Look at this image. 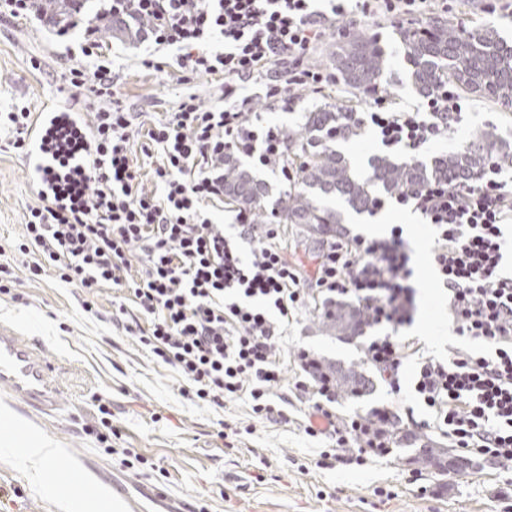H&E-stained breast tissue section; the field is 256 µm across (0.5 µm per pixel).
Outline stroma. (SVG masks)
I'll return each instance as SVG.
<instances>
[{"instance_id":"35a3bbf8","label":"stroma","mask_w":512,"mask_h":512,"mask_svg":"<svg viewBox=\"0 0 512 512\" xmlns=\"http://www.w3.org/2000/svg\"><path fill=\"white\" fill-rule=\"evenodd\" d=\"M432 20L467 33L492 26L512 39V0H428L420 14L404 22L358 18L356 31L376 37L388 55L390 69L381 94L397 109H414L423 101L408 79L399 32ZM99 37L114 46L119 57L117 95L136 112L140 126L150 127L174 111L187 91L196 93L204 106L222 105L221 78L182 76L173 66L172 53L149 52L133 39H121L109 27H101ZM34 58L42 59V71L31 69ZM72 65L47 30L22 20L1 19L0 111L23 101L38 112L47 108L94 112L96 102L76 93L69 83ZM248 93L251 111L290 133L299 130L305 112L318 107L366 112L373 104L369 94L339 82L320 94L299 93L288 106L266 99L258 80L250 82ZM467 101L461 130L417 154V162L428 163L458 151L489 128L512 143V109L479 95L468 96ZM336 148L363 175L369 172L371 159L384 153L366 125L358 136L337 142ZM383 201V207L371 213L344 212L343 230L371 238L376 229L405 226L419 299L409 332L422 340L428 355L446 358L449 348L461 340L453 331L448 298L432 278L431 234L419 214L395 206L391 196ZM39 203L27 157L11 150L0 152V255L13 268L8 293H0V324L12 325L38 342L56 365L62 386L61 410L52 417L24 415L0 394V412L8 413L19 430L53 444V470L61 477L59 486L45 490L26 463L0 452V485L16 492L12 512H73L69 505L73 498L85 501L83 512H103L100 502L110 493L103 488L89 491L83 472L91 457L127 475L148 479L183 500L191 512H501L503 504L494 495L512 494V470L488 461L473 460L462 471L442 476L425 474L420 487L406 482L411 464L404 450L366 467L322 470L315 466L316 443L303 431L310 404L293 388L295 355L303 347L345 368L360 369L364 363L356 342L320 332L317 316L322 300L313 295H306L282 341L286 420L257 418L241 400L216 409L182 396L174 371L157 362L135 336L112 326L113 307L122 301V291L103 289L95 299V313L90 314L83 310L76 288L53 273L30 278L26 259L15 252L14 244L23 234L28 209ZM411 380V371H404L400 396L391 395L379 383L370 397L338 401L336 412L345 417L374 406L401 405L413 407L416 418H425V410L411 394ZM101 401L111 404L116 431L108 449L96 438ZM224 425L242 432L235 448L226 447L218 435ZM377 486L392 490V497L378 500L373 494Z\"/></svg>"}]
</instances>
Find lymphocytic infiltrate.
<instances>
[{"label":"lymphocytic infiltrate","mask_w":512,"mask_h":512,"mask_svg":"<svg viewBox=\"0 0 512 512\" xmlns=\"http://www.w3.org/2000/svg\"><path fill=\"white\" fill-rule=\"evenodd\" d=\"M57 2L55 35L77 61L70 82L99 107L87 122L59 120L42 140L40 204L29 210L18 246L30 274L53 272L85 294L88 309L100 289L126 291L116 325L133 329L141 346L179 375L184 396L217 408L243 399L266 420L277 412L283 382L282 338L315 287L329 303L363 310L357 326L365 334L364 362L391 394L401 391L404 365L415 364L414 390L432 412L428 421L388 407L338 417L329 380L299 349L293 387L311 404L304 431L329 441L318 449L316 467L365 466L389 456L400 422L438 434L467 456L512 463V272L504 265L512 180L497 161L470 180L433 182L395 198L435 233L433 274L465 340L444 361L404 333L417 302L401 226L385 237L327 243L309 271L288 256L277 230L258 229L245 209L235 211L234 237L209 217L224 204L226 156L287 171V135L250 111L246 88L267 75L266 98L285 103L297 91L318 94L333 83L312 58L327 30L344 35L335 22L347 15V0H329L326 11L316 0H96L92 16L87 0ZM104 23L155 50H174L180 71L226 80L223 106L203 107L188 92L146 130L143 152L157 158L147 173L133 153V114L114 99L110 50L98 36ZM77 28L82 37L73 46L67 39ZM215 38L223 49L210 48ZM467 107L445 86L412 111L377 97L360 122L387 150L414 154L457 131ZM242 239L254 244L250 256L240 252ZM474 342L487 355L475 354Z\"/></svg>","instance_id":"1"}]
</instances>
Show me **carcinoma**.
<instances>
[{
  "label": "carcinoma",
  "instance_id": "1",
  "mask_svg": "<svg viewBox=\"0 0 512 512\" xmlns=\"http://www.w3.org/2000/svg\"><path fill=\"white\" fill-rule=\"evenodd\" d=\"M410 65L409 77L422 94H431L447 84L467 94H478L512 106V41L492 27L464 33L441 21H431L421 30L400 33ZM336 77L346 86L365 93L382 87L389 63L374 37L355 34L336 44L333 51ZM360 125L350 111L321 106L304 113L295 134L288 135L289 149L300 152L302 161L295 179L274 199L269 186L239 164L224 160V197L252 213L261 224L268 217L281 224H300L315 239L339 232L342 213L326 203L333 199L357 214L372 210L380 193L397 195L421 188L432 180L460 182L475 177L491 158L509 153V144L496 130L484 132L461 150L442 155L431 166L395 163L377 157L371 171L362 176L345 155L336 149L337 140L359 134ZM352 316L336 305L319 316L324 335L336 337L351 329ZM318 370L327 374L338 398L369 395L362 373L344 371L336 363L318 358ZM448 449L426 445L411 458L420 470L444 475L460 465L447 461Z\"/></svg>",
  "mask_w": 512,
  "mask_h": 512
}]
</instances>
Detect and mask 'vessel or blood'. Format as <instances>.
Segmentation results:
<instances>
[{"label":"vessel or blood","mask_w":512,"mask_h":512,"mask_svg":"<svg viewBox=\"0 0 512 512\" xmlns=\"http://www.w3.org/2000/svg\"><path fill=\"white\" fill-rule=\"evenodd\" d=\"M0 388L24 410L37 415L52 416L60 409L55 364L44 359L36 342L5 324L0 325ZM88 469L109 490L116 512H148L151 504L162 512H183L178 499L148 481H138L139 493L134 496L125 474L94 463Z\"/></svg>","instance_id":"vessel-or-blood-1"}]
</instances>
